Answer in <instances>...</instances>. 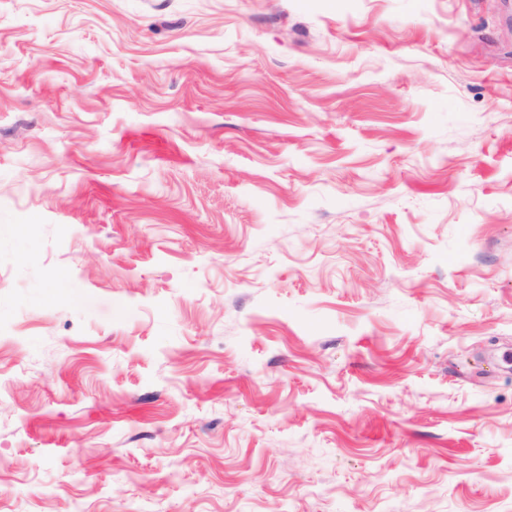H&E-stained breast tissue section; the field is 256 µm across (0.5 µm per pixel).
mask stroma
<instances>
[{"label": "stroma", "instance_id": "stroma-1", "mask_svg": "<svg viewBox=\"0 0 512 512\" xmlns=\"http://www.w3.org/2000/svg\"><path fill=\"white\" fill-rule=\"evenodd\" d=\"M0 512H512V0H0Z\"/></svg>", "mask_w": 512, "mask_h": 512}]
</instances>
